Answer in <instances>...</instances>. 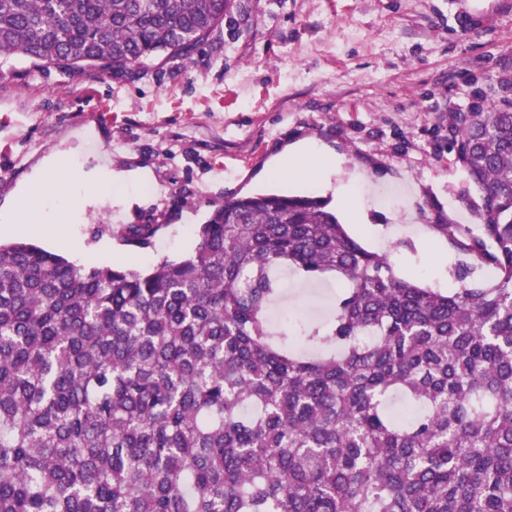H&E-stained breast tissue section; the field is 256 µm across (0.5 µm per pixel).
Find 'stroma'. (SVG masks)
Segmentation results:
<instances>
[{
    "instance_id": "35a3bbf8",
    "label": "stroma",
    "mask_w": 512,
    "mask_h": 512,
    "mask_svg": "<svg viewBox=\"0 0 512 512\" xmlns=\"http://www.w3.org/2000/svg\"><path fill=\"white\" fill-rule=\"evenodd\" d=\"M186 57H158L116 74L98 66H0V241L23 225L3 215L54 152L74 188L101 177V164L148 178L73 211L69 260L121 266L129 224L160 230L141 269L193 251L196 229L224 202L255 192L329 199L368 249L388 254L397 277H444L460 255L433 237L435 224H469L470 193L448 151V115L512 78V0H236ZM483 21L456 28L460 8ZM313 139L343 157L323 184L277 177L276 158ZM421 242L420 252L396 242ZM288 286L275 312L333 300L334 283Z\"/></svg>"
}]
</instances>
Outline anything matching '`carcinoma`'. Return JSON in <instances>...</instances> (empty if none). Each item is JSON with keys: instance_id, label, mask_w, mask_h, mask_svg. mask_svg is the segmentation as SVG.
<instances>
[{"instance_id": "cac0c4a2", "label": "carcinoma", "mask_w": 512, "mask_h": 512, "mask_svg": "<svg viewBox=\"0 0 512 512\" xmlns=\"http://www.w3.org/2000/svg\"><path fill=\"white\" fill-rule=\"evenodd\" d=\"M233 3L0 0V65L181 58ZM448 146L478 192L476 228L432 225L451 292L308 195L228 200L147 272L0 244V512H512V78ZM281 267L342 284L308 353L270 327Z\"/></svg>"}]
</instances>
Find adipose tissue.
Instances as JSON below:
<instances>
[{"mask_svg":"<svg viewBox=\"0 0 512 512\" xmlns=\"http://www.w3.org/2000/svg\"><path fill=\"white\" fill-rule=\"evenodd\" d=\"M342 164L340 156L329 154L315 144L303 142L289 149L279 160L274 173L278 176L327 181L340 170ZM51 199L61 203L52 218L47 216L45 210L47 201ZM77 205L67 183V162L57 159L49 170L33 177L22 189L15 214L32 234L54 235L59 225L65 223L71 209Z\"/></svg>","mask_w":512,"mask_h":512,"instance_id":"ef3b65f1","label":"adipose tissue"}]
</instances>
